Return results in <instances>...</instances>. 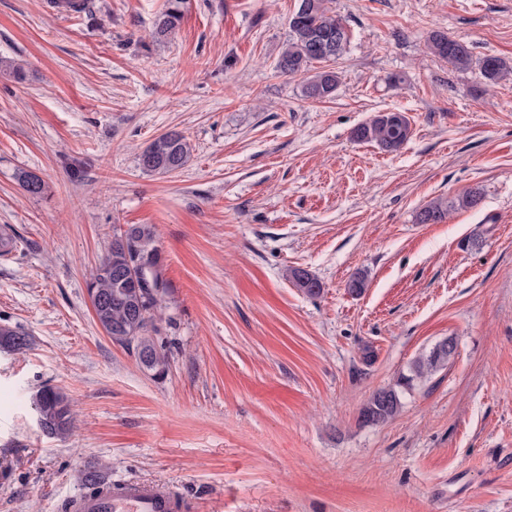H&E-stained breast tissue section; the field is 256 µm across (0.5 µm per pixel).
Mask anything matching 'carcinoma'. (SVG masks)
<instances>
[{"label":"carcinoma","mask_w":512,"mask_h":512,"mask_svg":"<svg viewBox=\"0 0 512 512\" xmlns=\"http://www.w3.org/2000/svg\"><path fill=\"white\" fill-rule=\"evenodd\" d=\"M329 0H298L288 20L289 39L277 68L284 74L296 75L309 70L315 62H334L347 50L349 33L343 20L328 7ZM181 20L179 6L165 11L156 21L150 36L155 41L168 39ZM431 54L464 70L471 64L467 44L435 31L428 42ZM481 72L490 84L512 75V67L497 57L482 60ZM339 83L335 69L328 68L310 76L303 92L306 97L322 100L333 96ZM411 136L409 119L401 112H379L355 130V137L371 142L387 152L399 150ZM189 144L178 132H167L156 138L139 155V166L145 172L169 173L181 168L188 157ZM448 214V202L436 200L419 213L421 224H436ZM289 278L307 296L316 297L323 290L314 275L300 268L289 270ZM96 321L110 339L134 352L143 368L162 377L170 365L168 347L157 336L156 320L169 283L164 278L161 254L156 245V231L151 224H128L114 230L107 253L91 272L87 283ZM20 351L27 347L25 334L8 326L0 327V345ZM456 349L453 339L439 343L429 354L417 359L410 374L403 375L393 386L372 393L359 412L365 425H377L394 418L402 409V391L417 379L432 374L448 361ZM32 411L42 432L51 437L68 433L73 416L63 393L44 386L34 395ZM104 466H92L77 473V481L95 495L104 485Z\"/></svg>","instance_id":"carcinoma-1"}]
</instances>
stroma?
Returning a JSON list of instances; mask_svg holds the SVG:
<instances>
[{
	"label": "stroma",
	"mask_w": 512,
	"mask_h": 512,
	"mask_svg": "<svg viewBox=\"0 0 512 512\" xmlns=\"http://www.w3.org/2000/svg\"><path fill=\"white\" fill-rule=\"evenodd\" d=\"M48 2L0 0V325L29 339L0 346V512H66L94 464L188 512H512V76L480 70L512 64V0H330L350 44L321 101L277 67L297 0H183L162 43L170 0ZM436 31L468 69L430 53ZM389 110L411 123L400 150L354 139ZM170 131L185 165L144 172ZM437 199L447 219L418 223ZM125 224L155 227L170 285L162 378L87 291ZM449 337L396 417L360 423ZM44 385L74 408L68 436L37 424ZM181 20V11L179 6L169 8L156 21L150 36L155 41L167 40L176 30ZM428 49L431 54L448 62L455 69H467L472 61L467 44L441 31L433 32L428 42ZM481 72L484 79L489 84H496L500 80L505 79L508 75H512V67L508 66L505 61L497 57H487L482 60ZM289 278L300 288L307 296L316 297L323 290L322 283L307 270L300 268L290 269ZM455 349V341L448 338L428 355L417 359L410 367L409 375H402L394 386L383 387L372 393L359 412V420L365 425H377L394 418L403 407L402 390L410 389L415 380L423 379L443 366L448 361V354Z\"/></svg>",
	"instance_id": "stroma-1"
}]
</instances>
